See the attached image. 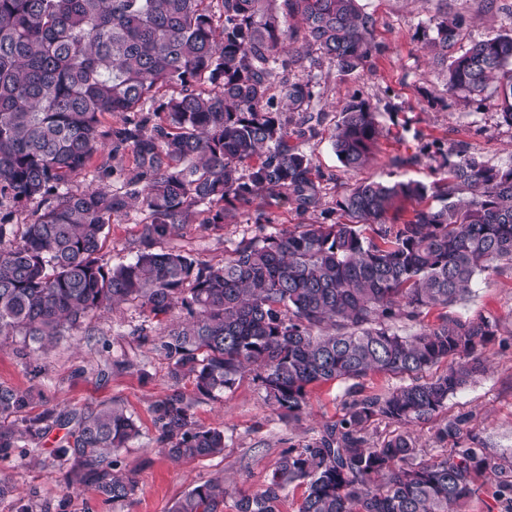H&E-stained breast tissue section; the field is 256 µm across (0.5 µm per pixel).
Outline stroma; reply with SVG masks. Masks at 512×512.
<instances>
[{"mask_svg": "<svg viewBox=\"0 0 512 512\" xmlns=\"http://www.w3.org/2000/svg\"><path fill=\"white\" fill-rule=\"evenodd\" d=\"M361 5L372 18L375 47L364 67L342 74L323 62L294 73L295 78L312 80L310 111L322 116L318 136L297 142L312 154L320 173L321 206L302 211L287 202L264 203L259 210L240 212L230 223L185 225L178 245L216 264L241 240L287 232L327 216L339 220L336 202L356 183L442 179L446 171L435 160L437 151L460 142L488 164H512V127L502 122L495 93L486 92L482 99L465 105L457 103L448 96L427 46L440 6L464 16L463 40L468 43L512 30V0H361ZM355 96L377 107L382 135L369 163L349 172L336 157L331 134L343 104ZM396 156H410L414 162L397 168L390 163ZM142 247L139 217L132 212L113 219L103 259L115 266L127 263ZM452 312L480 315L496 324L497 334L486 349L487 370L450 396L438 415L414 425L413 431L420 447L434 455L441 448L434 431L459 417L463 445L473 444L491 456L512 460V264L501 263L499 272L478 276L470 294ZM144 320L139 307L124 304L100 313L44 353L19 336L0 340V384L37 392L34 412L48 405L83 412L114 404L140 429L138 438L119 455L121 471L137 482L127 501H103L88 487L66 489L63 476L68 465L52 453L63 432L54 428L33 458L22 457L16 450L0 455V479L16 489L15 495L0 498V512H16L20 497L32 512H171L187 490L217 476L232 482L223 512H236L237 493L265 489L285 450L304 447L323 424L343 413L350 388L346 382L310 387L306 411L297 421L269 406L251 372L215 399L199 396L192 379L172 384L169 360L159 348V328L151 327L146 339L137 333ZM174 393L194 400L197 424L223 430V455L174 462L162 454L152 406Z\"/></svg>", "mask_w": 512, "mask_h": 512, "instance_id": "1", "label": "stroma"}]
</instances>
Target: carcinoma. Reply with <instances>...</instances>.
Listing matches in <instances>:
<instances>
[{"instance_id":"obj_1","label":"carcinoma","mask_w":512,"mask_h":512,"mask_svg":"<svg viewBox=\"0 0 512 512\" xmlns=\"http://www.w3.org/2000/svg\"><path fill=\"white\" fill-rule=\"evenodd\" d=\"M464 19L445 11L428 46L445 65L448 95L497 93L512 126V31L455 51ZM371 18L360 0H0V338L22 336L45 352L106 309L136 303L158 318L176 308L160 348L174 383L193 379L215 397L254 367L266 401L290 418L308 387L382 372L408 379L353 399L303 448L282 455L267 488L239 494L237 512H279L278 491L301 481L298 512H462L475 486L490 485L512 512V462L461 448L462 420L426 456L408 425L439 412L448 396L486 372L496 336L482 318L446 312L475 277L512 261V164L492 166L462 145L441 154L448 180L363 181L337 203L346 222L301 224L241 241L214 266L167 243L196 216L217 226L258 202L307 210L320 201L312 155L310 81L292 72L326 60L341 73L372 54ZM174 86L177 92H160ZM134 112L115 125L106 114ZM381 136L376 107L351 99L332 135L337 159L357 170ZM129 151L133 164L112 159ZM102 161L95 177L73 179ZM377 243L362 224L399 219ZM36 204L29 215L20 207ZM140 213L146 247L112 267L100 256L112 218ZM440 308L433 324L424 316ZM419 327L402 335L395 322ZM448 369L429 371L441 361ZM34 395L0 385V453L33 448L65 431L66 488L89 486L107 502L136 490L117 471L139 429L114 405L53 407L30 415ZM158 441L173 460L224 452V432L194 420L180 394L152 406ZM400 426L372 445L376 419ZM223 477L191 488L172 512H222Z\"/></svg>"}]
</instances>
